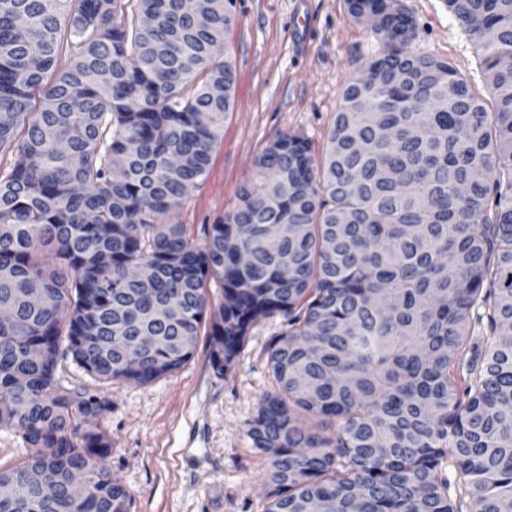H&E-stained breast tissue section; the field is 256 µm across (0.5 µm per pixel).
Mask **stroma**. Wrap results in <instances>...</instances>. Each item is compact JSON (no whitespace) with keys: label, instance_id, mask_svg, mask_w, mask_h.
Here are the masks:
<instances>
[{"label":"stroma","instance_id":"35a3bbf8","mask_svg":"<svg viewBox=\"0 0 512 512\" xmlns=\"http://www.w3.org/2000/svg\"><path fill=\"white\" fill-rule=\"evenodd\" d=\"M416 23L411 51L451 63L492 105L477 46L444 0H402ZM237 23L224 44L236 63L235 108L212 154L206 180L170 212L194 242L202 227L231 211L253 162L279 134L308 138L316 154L348 80L382 48L369 26L353 21L347 0H236ZM310 22L296 41L297 14ZM279 319L256 324L233 370L216 375L208 333L175 374L146 385L115 382L100 421L111 442L107 465L131 495L130 512H265L268 455L246 437L261 397L273 391L267 350Z\"/></svg>","mask_w":512,"mask_h":512}]
</instances>
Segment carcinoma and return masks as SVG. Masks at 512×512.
<instances>
[{
    "label": "carcinoma",
    "instance_id": "cac0c4a2",
    "mask_svg": "<svg viewBox=\"0 0 512 512\" xmlns=\"http://www.w3.org/2000/svg\"><path fill=\"white\" fill-rule=\"evenodd\" d=\"M347 3L384 50L325 153L279 135L196 244L165 218L235 106V0H0V429L28 448L0 465V512H129L105 387L178 372L203 325L225 376L276 317L275 390L246 430L270 455L265 512H512V0H446L491 111L407 50L404 6ZM66 359L97 385H62Z\"/></svg>",
    "mask_w": 512,
    "mask_h": 512
}]
</instances>
